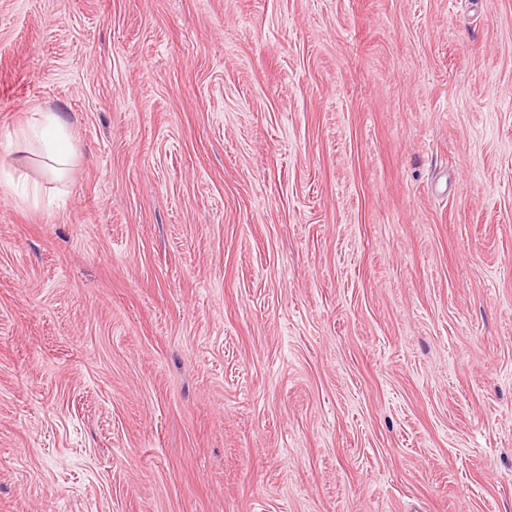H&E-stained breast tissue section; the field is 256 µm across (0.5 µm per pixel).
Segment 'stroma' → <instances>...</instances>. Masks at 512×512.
I'll use <instances>...</instances> for the list:
<instances>
[{"label":"stroma","mask_w":512,"mask_h":512,"mask_svg":"<svg viewBox=\"0 0 512 512\" xmlns=\"http://www.w3.org/2000/svg\"><path fill=\"white\" fill-rule=\"evenodd\" d=\"M0 163V512H512V0H0ZM31 134L41 143L47 166L61 174L71 160V146L66 135V123L59 112H41L32 125Z\"/></svg>","instance_id":"obj_1"}]
</instances>
